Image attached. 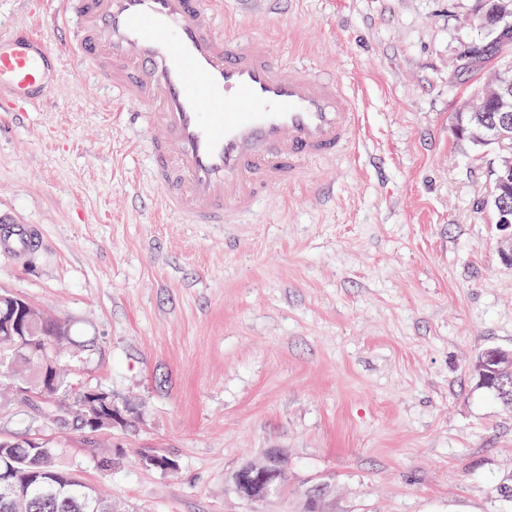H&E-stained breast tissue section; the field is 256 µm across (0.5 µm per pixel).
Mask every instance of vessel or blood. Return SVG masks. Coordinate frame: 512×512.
<instances>
[{
    "instance_id": "1",
    "label": "vessel or blood",
    "mask_w": 512,
    "mask_h": 512,
    "mask_svg": "<svg viewBox=\"0 0 512 512\" xmlns=\"http://www.w3.org/2000/svg\"><path fill=\"white\" fill-rule=\"evenodd\" d=\"M0 36V112L44 103L63 57L142 105L150 176L182 224H239L309 163L347 152L360 121L335 79L232 32L222 0H38ZM34 224H0V251L40 247Z\"/></svg>"
}]
</instances>
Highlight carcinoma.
I'll return each instance as SVG.
<instances>
[{
  "label": "carcinoma",
  "instance_id": "obj_1",
  "mask_svg": "<svg viewBox=\"0 0 512 512\" xmlns=\"http://www.w3.org/2000/svg\"><path fill=\"white\" fill-rule=\"evenodd\" d=\"M30 331L20 335L13 320H0V383L16 388L14 396L30 406L37 421L58 433H80L90 439L92 410L102 411V427L110 429L112 395L102 388H75L70 360L60 356L70 340L66 322L57 321L46 334V318L32 307ZM501 405L512 407V380L481 383ZM62 444L41 437L0 439V476L7 473L12 490L0 488V512H115L112 500L71 473L63 461ZM169 457L159 451L142 456L144 466L166 471Z\"/></svg>",
  "mask_w": 512,
  "mask_h": 512
}]
</instances>
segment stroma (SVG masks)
<instances>
[{
  "label": "stroma",
  "mask_w": 512,
  "mask_h": 512,
  "mask_svg": "<svg viewBox=\"0 0 512 512\" xmlns=\"http://www.w3.org/2000/svg\"><path fill=\"white\" fill-rule=\"evenodd\" d=\"M239 30L356 97L352 150L242 224L165 218L139 131L64 59L55 96L0 114V217L43 245L0 251V290L94 349L77 371L128 412L121 455L66 438V461L127 512H250L233 474L267 450L285 492L260 512H512V409L476 385L512 350V266L490 206L494 156L453 118L492 72L461 70L476 0H224ZM40 428L0 394V435ZM157 448L176 471L144 468Z\"/></svg>",
  "instance_id": "35a3bbf8"
}]
</instances>
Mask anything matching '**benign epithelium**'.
I'll use <instances>...</instances> for the list:
<instances>
[{"label": "benign epithelium", "instance_id": "benign-epithelium-1", "mask_svg": "<svg viewBox=\"0 0 512 512\" xmlns=\"http://www.w3.org/2000/svg\"><path fill=\"white\" fill-rule=\"evenodd\" d=\"M478 26L488 28L494 36L493 43L507 45L512 42V0H500L492 25L476 15ZM490 49L486 44L471 42L465 45L461 56L468 59L472 68L484 66ZM481 103L494 106L496 115L491 118L481 109H463L456 114L453 133L459 140L476 149L489 148L495 154L496 168L491 189V203L496 212V226L502 232L500 254L512 262V64L506 63L497 71L494 81L481 92ZM487 361L500 363V370L512 376V352L500 349L486 351ZM288 475L270 464L268 460L252 462L238 471L234 479L248 501L264 503L278 495Z\"/></svg>", "mask_w": 512, "mask_h": 512}]
</instances>
